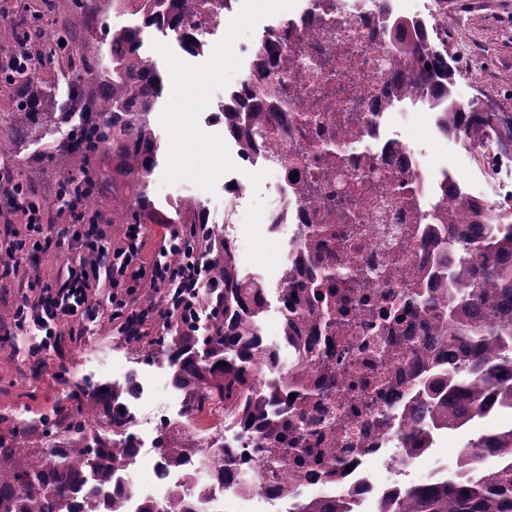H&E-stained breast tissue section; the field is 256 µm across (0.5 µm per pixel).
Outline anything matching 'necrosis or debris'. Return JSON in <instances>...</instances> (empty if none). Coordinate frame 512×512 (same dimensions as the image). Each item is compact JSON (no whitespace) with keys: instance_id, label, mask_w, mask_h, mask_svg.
Here are the masks:
<instances>
[{"instance_id":"4bbe7bcc","label":"necrosis or debris","mask_w":512,"mask_h":512,"mask_svg":"<svg viewBox=\"0 0 512 512\" xmlns=\"http://www.w3.org/2000/svg\"><path fill=\"white\" fill-rule=\"evenodd\" d=\"M279 3L268 11L262 0H193L190 22L206 44L240 14L265 20L264 48H238L244 75L231 89L262 100L274 132L238 147L239 173L225 191L241 200L258 177L275 182L261 224L270 236L291 230L275 275L302 310L301 336L283 341L285 361L261 381L289 407L307 408L313 423L303 428L280 417L279 434L267 445L287 454L288 465L272 469L254 448L262 430L238 425L225 435L223 409L210 412L211 429L184 410L157 415L153 431L182 434L215 462L228 448L239 458L237 479L212 475L198 485L188 468L167 464L163 449L146 450L143 418L133 414L123 432L133 452L101 493L117 498L122 512L177 495L196 501V512H251L258 500L269 512H302L311 501L376 512L399 475L430 454L404 452L399 438L410 431L421 375L448 365L436 319L409 300L439 285V254L419 258L434 228L430 212L455 194L485 210L512 208V181L486 193L448 166L429 165L402 135L401 126L439 115L392 91L389 43L374 0ZM465 151L484 170L512 168V154L488 128L470 126ZM353 211L362 213V223H348ZM396 305L405 310L403 320L379 330L382 310ZM147 463L153 482L130 484V471ZM376 464L386 481L375 478Z\"/></svg>"}]
</instances>
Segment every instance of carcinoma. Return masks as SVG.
Wrapping results in <instances>:
<instances>
[{"instance_id": "obj_1", "label": "carcinoma", "mask_w": 512, "mask_h": 512, "mask_svg": "<svg viewBox=\"0 0 512 512\" xmlns=\"http://www.w3.org/2000/svg\"><path fill=\"white\" fill-rule=\"evenodd\" d=\"M125 9L141 16V24L107 31L104 44L112 62L103 56L87 57L81 47L68 42L50 43L26 56L27 66L0 68V100L11 102L0 112V159H11L17 145L42 138L46 130L78 116L66 140L54 151L36 158L14 189L15 204L36 206L33 185L45 175L47 163L62 165L55 184V198L66 207L82 203L87 214L97 197L111 200L106 220L111 224H167L150 196V186L160 145L151 115L163 96L164 79L158 67L142 53L143 34L150 28L167 29L189 54L198 55L189 23L192 0H121ZM14 52L22 53L44 29L42 17L24 11L9 24ZM389 34L393 58L399 67L397 89L437 99H453L455 71L436 53L422 23L394 19L383 26ZM61 54L74 79L66 100L47 93L40 78L46 57ZM469 123H494L500 143L512 151V113L477 111L469 106ZM476 205L463 197L452 207L435 208L433 221L448 225L441 243L444 274L463 288L450 290L445 299L427 294L422 308L435 316L448 334V347L458 360L448 370L420 381L411 435L402 439L405 448H419L440 431L458 428L491 398L497 407L512 410V216L487 212L473 220ZM182 224H201V207L183 202ZM456 224L470 226L460 235ZM259 280L239 276L229 242H224V296L203 295L205 304L222 303L218 321L202 336H162L148 343V351L163 356L173 370L172 383L180 389L194 388L187 410L197 413L212 404H224V421L243 417L265 428L264 436H276L279 425L265 418L271 395L259 383L263 371L277 366L274 348L261 343L255 319L261 305ZM76 404L60 424L56 414L40 420L42 435H54L64 427L66 437L53 448L33 452L23 447L22 437L8 440L0 435V512H60L75 492L87 489L88 508L95 512L101 486L112 482V472L126 441L114 439L90 443L84 432L98 409L112 419V427L123 430L130 422L122 400L113 391L99 388ZM166 458L179 466L188 455L210 468L207 456L180 439L164 433ZM479 453L467 457L459 470L438 482L402 486L385 499L383 512H512V424L491 431L472 443ZM499 453L496 471L485 474L479 463L482 452ZM142 512H193L173 498L165 505L149 504Z\"/></svg>"}]
</instances>
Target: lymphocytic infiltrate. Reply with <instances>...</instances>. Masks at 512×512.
<instances>
[{
  "instance_id": "lymphocytic-infiltrate-1",
  "label": "lymphocytic infiltrate",
  "mask_w": 512,
  "mask_h": 512,
  "mask_svg": "<svg viewBox=\"0 0 512 512\" xmlns=\"http://www.w3.org/2000/svg\"><path fill=\"white\" fill-rule=\"evenodd\" d=\"M55 234L74 243L78 255L61 287L40 289L24 296L20 303L27 323L42 334L34 349L38 356L57 349L61 323H69L71 334L82 331L94 308L93 286L99 281H108L112 319L127 336H145L152 331L160 335L172 328L195 332L200 322L199 297L224 285L218 277L219 257L202 256L201 243L187 225L173 226L154 259L147 263L142 258L145 225H126L123 240L115 247L101 225L71 224L57 229L47 224L39 211L29 213L25 235H18L7 225L0 227V253L5 256L0 272L15 268L28 247ZM176 249L182 253V262L174 268L167 257ZM141 288L154 292L150 305L139 306L136 292Z\"/></svg>"
}]
</instances>
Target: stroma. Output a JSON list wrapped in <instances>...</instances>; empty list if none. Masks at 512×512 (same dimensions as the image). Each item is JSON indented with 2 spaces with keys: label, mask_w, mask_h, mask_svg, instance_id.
<instances>
[{
  "label": "stroma",
  "mask_w": 512,
  "mask_h": 512,
  "mask_svg": "<svg viewBox=\"0 0 512 512\" xmlns=\"http://www.w3.org/2000/svg\"><path fill=\"white\" fill-rule=\"evenodd\" d=\"M85 26L74 36L88 55H96L105 26L138 24V16L115 14L108 0H86ZM458 42L449 44V53L470 58V67L458 71L456 88L482 99L486 105L512 113V0H483L469 13L456 18ZM257 24L254 18L239 17L224 35L211 42L203 54L185 53L168 31L149 29L143 51L165 76L161 106L152 122L160 144L159 166L151 184L157 208L175 219L182 200L199 202L210 219L219 220L218 232L237 240L235 259L242 276L255 277L267 288L268 307L261 324L267 327L265 341L276 345L273 331L279 319L274 270L283 257L281 241L262 236L260 216L274 195L271 180L264 179L249 199L238 205L224 206V183L236 173L234 151L224 140V128L209 123L208 116L224 96L241 66L236 57L239 43L251 39ZM404 135L418 140L427 151L430 164L455 166L460 178L481 182L482 176L464 154L433 142L431 125L419 123L403 129ZM201 156L199 165L186 163L185 153ZM76 255L68 241L49 251H30L20 261L14 276L0 279V337L11 335L12 346L0 348V434L10 426L25 425V444L41 447V415L70 407V395L81 385V378L93 375L103 385L127 393L135 383H142L144 393L138 409L145 417L160 410L177 413L183 393L172 384V371L148 351L130 345L107 312L87 322L82 335L61 338L56 351L34 364L31 351L38 341L33 328L15 329L10 317L20 302L29 281L38 279L55 285L67 276L66 265ZM65 379H58V372ZM512 423L511 415H499L477 421L460 431L438 437L434 450L418 470L404 477L407 485L426 482L430 469L454 462V451L477 439L492 428Z\"/></svg>",
  "instance_id": "stroma-1"
}]
</instances>
